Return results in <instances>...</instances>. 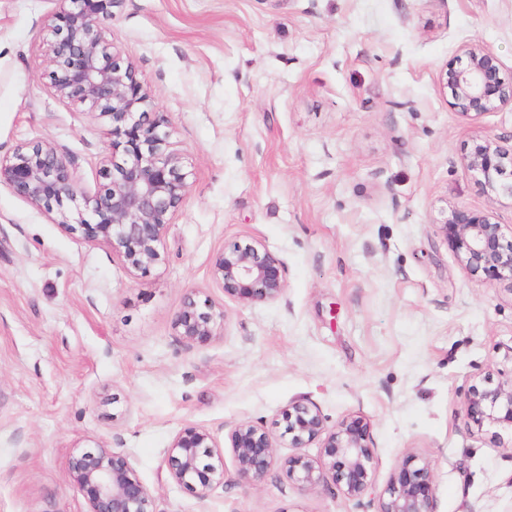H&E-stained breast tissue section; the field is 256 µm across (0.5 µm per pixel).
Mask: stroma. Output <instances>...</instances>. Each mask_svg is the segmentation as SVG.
I'll return each instance as SVG.
<instances>
[{"mask_svg": "<svg viewBox=\"0 0 512 512\" xmlns=\"http://www.w3.org/2000/svg\"><path fill=\"white\" fill-rule=\"evenodd\" d=\"M57 0H0V159L52 141L81 185L105 184L108 125L49 89L41 48ZM102 26L154 96L188 174L163 260L135 270L0 188V512H87L76 450L121 448L159 512H372L408 454L431 462L435 512H512V427L476 429L463 400L512 377V282L469 276L440 210L493 212L462 157L512 134V110L476 119L441 83L478 42L512 69V0H116ZM260 240L284 297L225 298V241ZM196 293L225 311L219 336L179 342ZM304 399L328 426L359 415L374 449L369 498L300 491L279 467L238 482L229 431L276 435ZM207 429L225 483L178 485L164 452Z\"/></svg>", "mask_w": 512, "mask_h": 512, "instance_id": "1", "label": "stroma"}]
</instances>
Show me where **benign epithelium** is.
<instances>
[{
  "instance_id": "obj_1",
  "label": "benign epithelium",
  "mask_w": 512,
  "mask_h": 512,
  "mask_svg": "<svg viewBox=\"0 0 512 512\" xmlns=\"http://www.w3.org/2000/svg\"><path fill=\"white\" fill-rule=\"evenodd\" d=\"M113 0H63L66 7L46 19L51 38L45 57L53 67L50 87L61 99L99 110L112 132V155L107 159L108 183L93 197L80 186L75 162L49 140L16 149L9 163L0 164V187L36 207L55 211L53 222L79 232L91 242L105 243L134 269L163 260L162 242L170 220L185 196L187 174L180 157L170 150L164 122L147 118L151 93L144 89L132 65L108 52L99 28L100 8ZM443 89L450 106L476 119L512 107V70L479 43L461 47L448 64ZM464 167L480 176L496 199L512 201V137H485L462 158ZM442 232L461 265L473 277L492 281L512 279V238L490 212L475 213L451 206L443 212ZM211 276L230 300L275 302L285 292L280 260L253 240L227 242L213 257ZM224 311L195 293L186 295L174 319L179 340L204 345L217 336ZM466 416L477 428L512 426V378L472 388L465 398ZM282 436L293 453L282 469L301 491L328 482L350 498H362L369 488L374 453L368 424L360 416L330 428L317 406L303 399L288 403L281 413ZM238 481H260L275 460V440L263 426L242 421L228 434ZM318 441L325 459L305 453ZM342 458L336 464L334 458ZM170 476L200 498L224 484V457L216 451L211 433L198 427L179 432L165 450ZM70 478L86 494L89 512H158L156 501L142 483L130 456L119 448L82 450L69 460ZM432 465L408 455L397 476L376 499L375 512H435L429 487Z\"/></svg>"
}]
</instances>
